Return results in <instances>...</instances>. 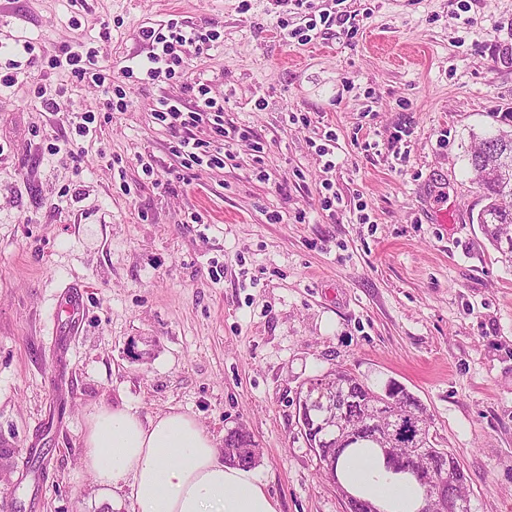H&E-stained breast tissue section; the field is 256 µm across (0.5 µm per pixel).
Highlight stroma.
Segmentation results:
<instances>
[{"label":"stroma","mask_w":512,"mask_h":512,"mask_svg":"<svg viewBox=\"0 0 512 512\" xmlns=\"http://www.w3.org/2000/svg\"><path fill=\"white\" fill-rule=\"evenodd\" d=\"M325 12L345 26L305 45L277 24ZM175 15L217 43L179 48L180 79L118 74L126 111L48 65L83 43L118 73L148 55L142 27ZM0 43V71L19 73L0 88L1 506L131 512L128 489L103 492L82 467L88 417L175 407L219 444L244 425L279 512H345L297 408L343 368L418 396L472 512H512V265L477 222L469 164L512 131V0H0ZM188 82L250 139L185 174L152 109L194 108ZM88 111L83 138L66 117ZM329 132L330 172L312 147Z\"/></svg>","instance_id":"stroma-1"}]
</instances>
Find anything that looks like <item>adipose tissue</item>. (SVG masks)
Instances as JSON below:
<instances>
[{
	"label": "adipose tissue",
	"instance_id": "1",
	"mask_svg": "<svg viewBox=\"0 0 512 512\" xmlns=\"http://www.w3.org/2000/svg\"><path fill=\"white\" fill-rule=\"evenodd\" d=\"M83 466L105 489L128 485L132 512H279L254 471L224 463L213 437L176 409L144 418L127 408L93 411L82 436ZM380 512H419L423 490L387 470L370 448L347 451L336 471Z\"/></svg>",
	"mask_w": 512,
	"mask_h": 512
}]
</instances>
